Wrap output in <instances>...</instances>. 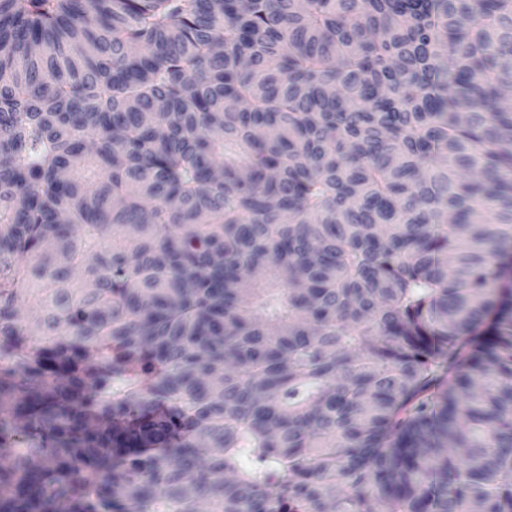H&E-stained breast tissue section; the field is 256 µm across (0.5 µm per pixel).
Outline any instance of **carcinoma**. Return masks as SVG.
<instances>
[{
	"label": "carcinoma",
	"instance_id": "1",
	"mask_svg": "<svg viewBox=\"0 0 512 512\" xmlns=\"http://www.w3.org/2000/svg\"><path fill=\"white\" fill-rule=\"evenodd\" d=\"M510 93L512 0H0V512H512Z\"/></svg>",
	"mask_w": 512,
	"mask_h": 512
}]
</instances>
